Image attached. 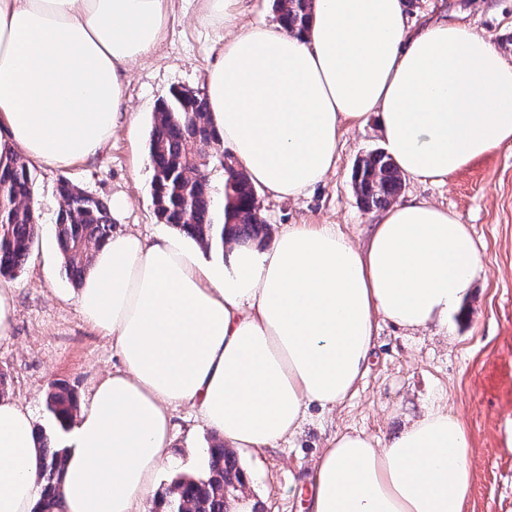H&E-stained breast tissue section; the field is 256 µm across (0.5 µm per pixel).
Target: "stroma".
<instances>
[{
    "mask_svg": "<svg viewBox=\"0 0 512 512\" xmlns=\"http://www.w3.org/2000/svg\"><path fill=\"white\" fill-rule=\"evenodd\" d=\"M200 11L201 0H172L165 40L130 72L137 137L122 128L93 162L61 171L31 169L41 231L25 265L0 277V286L14 289L16 299L12 334L0 340V373L9 379L5 395L27 406L35 427L52 440L62 435L44 402L52 385H66L84 405L92 385L120 363L110 341L82 320L72 300L77 286L54 242L57 180L67 177L77 190L106 202L126 195L128 206L114 231L149 239L172 234L154 211L147 142L156 106L170 90L206 89L224 30L201 21ZM406 17L413 29L439 18L469 24L512 62V0H413ZM384 148L375 118L343 124L336 167L321 183L293 200L260 195L271 233L292 224H335L364 244L377 213L358 202L351 173L359 158ZM399 199L431 202L467 224L482 266L464 311L444 329L380 322L369 371L353 396L330 411L311 408L297 434L277 447L238 451L246 501L258 512H308L309 473L336 432L388 438L439 404L462 417L471 438L473 483L465 512H512V450L503 443L512 420V145L488 151L441 182L404 180ZM173 422L170 460L154 488L158 495L175 478L206 471L205 450L215 435L189 405L174 410Z\"/></svg>",
    "mask_w": 512,
    "mask_h": 512,
    "instance_id": "1",
    "label": "stroma"
}]
</instances>
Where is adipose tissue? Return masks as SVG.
Instances as JSON below:
<instances>
[{
  "label": "adipose tissue",
  "mask_w": 512,
  "mask_h": 512,
  "mask_svg": "<svg viewBox=\"0 0 512 512\" xmlns=\"http://www.w3.org/2000/svg\"><path fill=\"white\" fill-rule=\"evenodd\" d=\"M242 0H202L222 26L207 70L210 120L234 165L277 199L322 182L339 129L375 116L400 174L441 181L512 144V63L465 23L409 32L405 0H314L301 33L241 26ZM170 0H0V141L28 163L95 159L133 127L127 74L164 40ZM480 264L467 225L427 201L381 212L366 244L293 224L229 265L181 240L122 232L93 254L76 297L119 367L92 387L60 446L61 512H149L172 413L198 408L225 444L293 437L364 378L379 319L447 325ZM462 419L436 406L385 440L339 432L310 477L309 512H463L472 487ZM32 413L0 398V512L40 497Z\"/></svg>",
  "instance_id": "ef3b65f1"
}]
</instances>
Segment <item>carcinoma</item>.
Here are the masks:
<instances>
[{
  "label": "carcinoma",
  "instance_id": "1",
  "mask_svg": "<svg viewBox=\"0 0 512 512\" xmlns=\"http://www.w3.org/2000/svg\"><path fill=\"white\" fill-rule=\"evenodd\" d=\"M313 0H273L277 21L290 33L305 28ZM204 93L174 89L154 112L148 154L154 170L153 205L157 217L205 248L262 244L268 225L258 219L256 190L249 175L239 169L224 175L223 210H218L208 178L211 167L223 165L221 142L209 121ZM355 193L368 210L390 206L401 189V176L391 158L374 152L361 158L352 172ZM33 179L24 157L0 149V275L10 276L21 267L41 224L30 205ZM62 206L57 240L65 270L75 281L83 279L92 248L112 234V215L107 204L75 190L65 177L59 180ZM46 408L65 425L79 409L76 395L57 385L46 394ZM42 450L43 480L36 512H59V481L66 458L53 441L37 434ZM208 476L180 477L173 481L169 497L161 501L163 512H227L225 496L238 495L243 485L236 456L215 442L207 448Z\"/></svg>",
  "mask_w": 512,
  "mask_h": 512
}]
</instances>
